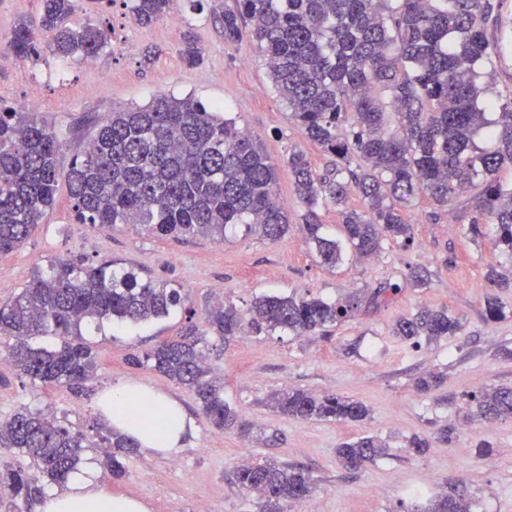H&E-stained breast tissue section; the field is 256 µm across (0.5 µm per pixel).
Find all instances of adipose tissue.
I'll return each instance as SVG.
<instances>
[{
	"instance_id": "adipose-tissue-1",
	"label": "adipose tissue",
	"mask_w": 512,
	"mask_h": 512,
	"mask_svg": "<svg viewBox=\"0 0 512 512\" xmlns=\"http://www.w3.org/2000/svg\"><path fill=\"white\" fill-rule=\"evenodd\" d=\"M97 407L113 429L133 438L146 451L176 455L194 427L181 406L166 395L139 383H125L100 393ZM153 408L154 424H147L141 408ZM140 499L104 491L94 466L85 467L68 483L66 490L51 492L39 512H147Z\"/></svg>"
}]
</instances>
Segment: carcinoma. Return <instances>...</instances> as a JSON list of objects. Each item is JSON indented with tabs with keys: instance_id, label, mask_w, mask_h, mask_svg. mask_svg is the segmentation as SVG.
<instances>
[{
	"instance_id": "obj_1",
	"label": "carcinoma",
	"mask_w": 512,
	"mask_h": 512,
	"mask_svg": "<svg viewBox=\"0 0 512 512\" xmlns=\"http://www.w3.org/2000/svg\"><path fill=\"white\" fill-rule=\"evenodd\" d=\"M141 25L174 10L176 0H127ZM503 0H233L224 8V40L238 42L243 28L266 55L269 74L291 118L305 136L336 157L331 169L314 170L300 150L288 153V172L303 206L302 231L322 263L334 267L347 254L369 259L414 243L405 206L427 197L439 210L459 208L462 194L473 207L468 233L488 239L492 249L512 257V92L480 102L493 90L495 59L502 53L488 28H501ZM74 0H42L40 18L14 28L5 49L19 59L48 48L67 58H92L108 44L98 26L68 25ZM181 54L190 66L202 62L192 37ZM57 132L32 111L0 103V258L21 248L55 202L59 185ZM277 167L255 136L232 118L191 94H161L145 106L109 113L94 123L87 144L66 175L75 224L140 228L154 236H204L224 241L241 228L275 241L288 232V216L276 200ZM359 199V208L348 205ZM340 215L341 237L323 235L320 212ZM431 273L407 263L367 300L355 294L321 297L263 296L244 321L236 305L215 300L205 325L193 315L178 336L128 360L185 385L198 397L217 430L249 433L224 401V379L213 374L210 354L245 325L271 334L307 336L354 318L362 303L378 309L405 288H425ZM182 305L179 285L142 279L133 268L83 257L53 258L46 269L0 305V336L8 359L33 383L81 389L94 378L93 347L82 328L94 322L140 323L166 317ZM460 318L422 308L395 321L405 339L458 336ZM46 338L58 343L45 344ZM484 417L512 419V388L472 396ZM268 405L298 419L362 422V402L300 388L272 393ZM95 434L72 430L54 413L23 406L0 420V449L28 458L40 476L63 487L90 448H101L112 476L126 474L122 462L135 441L102 420ZM342 468L361 469L388 454L384 441L364 436L337 448ZM234 483L257 498L259 512H284L286 503L311 497L314 479L298 465L275 459L243 463ZM41 493L26 468L0 472V495L31 500ZM463 491L446 493L431 512H474Z\"/></svg>"
}]
</instances>
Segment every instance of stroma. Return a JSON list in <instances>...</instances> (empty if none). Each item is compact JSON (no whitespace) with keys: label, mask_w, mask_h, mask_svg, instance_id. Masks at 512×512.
I'll return each mask as SVG.
<instances>
[{"label":"stroma","mask_w":512,"mask_h":512,"mask_svg":"<svg viewBox=\"0 0 512 512\" xmlns=\"http://www.w3.org/2000/svg\"><path fill=\"white\" fill-rule=\"evenodd\" d=\"M231 3L179 0L177 22L163 19L141 26L124 0H75L70 25L106 28L109 46L89 63L46 50L37 59L0 61V101L25 108L31 98H39V118L61 135L59 165L64 172L93 123L112 111L145 105L163 93L191 94L220 106L238 127L257 136L280 165L276 199L290 220L287 235L271 241L230 229L216 242L76 224L62 184L44 224L22 248L0 259V302L48 259L70 256L107 259L117 267H136L147 278L177 282L198 323L204 320L206 301L217 295L243 313L263 295L334 300L398 276L409 262L427 267L431 284L408 289L387 308L361 312L338 324L327 338L250 330L214 351L210 363L224 378L225 401L254 431L267 435L262 445L237 432L214 429L191 391L129 363L130 354L177 335L185 322L183 309L145 324L116 322L88 332L97 369L79 393L33 386L0 360V418L23 405L42 407L84 431L98 415L99 394L120 384L143 383L173 398L194 420L177 455L135 450L125 458L126 474L119 479L101 465L100 449L84 455L97 463L103 490L142 499L150 512H196L202 501L210 512H256L254 497L233 481L244 457L308 467L316 483L308 501L312 512H427L436 495L454 486L469 491L477 512H512V421L482 417L468 399L472 393L512 387V359L500 354L502 347L512 348V288L496 287L486 278L492 266L512 270V258L470 240L471 209L437 213L430 200L417 195L406 203L414 227L411 251L390 247L367 262L349 259L324 266L301 231L303 206L283 164L294 148L303 150L319 171L334 159L291 119L257 44L225 42L221 18ZM188 35L202 52L200 65H187L181 58ZM489 295L497 296L505 319L487 317ZM423 307L460 317L461 335L431 343L393 335L396 318ZM429 372L442 374L440 386L417 390L415 379ZM286 387L348 397L364 403L370 415L360 424L288 418L266 405L271 393ZM445 428L452 431L447 440L438 436ZM364 435L385 440L387 455L356 472L342 469L337 448ZM415 436L428 440L424 454L409 453L408 441ZM483 443L492 448L489 456L476 453Z\"/></svg>","instance_id":"obj_1"}]
</instances>
